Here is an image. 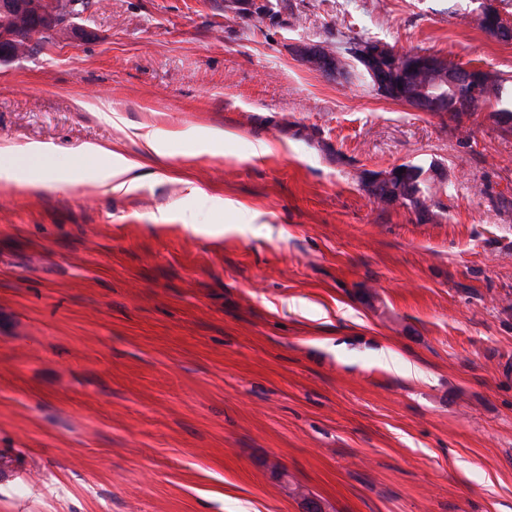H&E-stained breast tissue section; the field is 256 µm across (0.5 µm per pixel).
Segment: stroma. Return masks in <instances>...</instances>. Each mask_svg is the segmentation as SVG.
Segmentation results:
<instances>
[{
	"instance_id": "35a3bbf8",
	"label": "stroma",
	"mask_w": 512,
	"mask_h": 512,
	"mask_svg": "<svg viewBox=\"0 0 512 512\" xmlns=\"http://www.w3.org/2000/svg\"><path fill=\"white\" fill-rule=\"evenodd\" d=\"M224 3L91 0L0 61V148L140 175L0 178V512H512V123L298 54L373 39L507 78L512 42L478 0ZM401 164L438 170L426 213L366 192ZM497 13V17L499 18L501 24L506 27H510L512 30V25H509L501 16L499 11L495 9ZM478 23L480 24L482 30L489 36L498 39L505 40L510 39L512 32L509 29H505L500 26L499 23L495 20L493 13L489 8L483 6L477 15ZM299 52L302 61L309 68L332 78L342 76L338 60L324 47L320 45L304 46ZM81 155L105 156V160L100 166L86 169L84 172L88 174L91 182L108 191H130L140 180V177L134 174L139 165L121 155L112 153V151H107L99 146H91Z\"/></svg>"
}]
</instances>
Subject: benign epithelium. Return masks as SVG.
Instances as JSON below:
<instances>
[{"label": "benign epithelium", "mask_w": 512, "mask_h": 512, "mask_svg": "<svg viewBox=\"0 0 512 512\" xmlns=\"http://www.w3.org/2000/svg\"><path fill=\"white\" fill-rule=\"evenodd\" d=\"M0 13L3 15L23 14L26 17H35V21L16 29L13 33L0 34V40L13 42L22 40L32 41L41 35H56L70 29L72 20L83 14L81 0H54L27 5L22 0H0ZM478 23L482 30L489 36L505 40L512 37V31L500 26L493 13L487 7H482L477 15ZM393 54V50L377 42L361 45L358 57L365 72L369 75L375 89L385 93L389 89H395L406 101V105L418 112H466L469 110L470 100L460 98L453 104L441 103L427 96L424 91L414 88L415 76L420 71L438 72L443 79L450 84H456L468 88L469 94L477 95L478 89L485 76L475 70L465 72H447L442 69L440 62L433 56L411 52L407 55L406 66L396 77L388 74L385 65L387 57ZM302 61L311 69L332 78L341 76L338 60L335 56L320 45L304 46L300 49ZM401 177L397 169L375 175L368 180L369 188L373 191L372 197L384 205L403 203V196L395 188V183Z\"/></svg>", "instance_id": "7a95c632"}]
</instances>
